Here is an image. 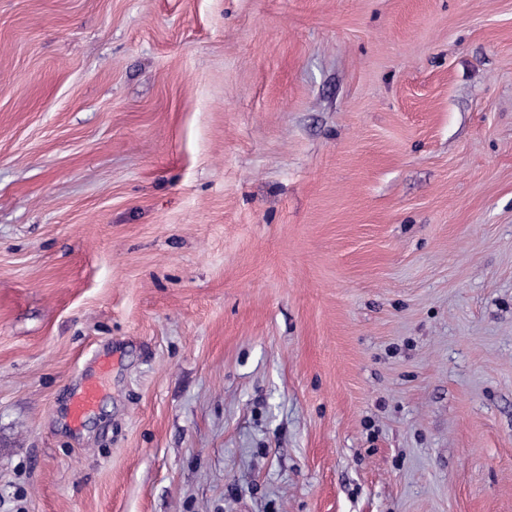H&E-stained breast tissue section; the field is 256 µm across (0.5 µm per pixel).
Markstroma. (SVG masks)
I'll return each instance as SVG.
<instances>
[{
	"label": "stroma",
	"instance_id": "35a3bbf8",
	"mask_svg": "<svg viewBox=\"0 0 512 512\" xmlns=\"http://www.w3.org/2000/svg\"><path fill=\"white\" fill-rule=\"evenodd\" d=\"M0 512H512V0H0ZM98 390L93 384L87 385L74 400L71 417L74 423H78L81 418L94 406L97 399Z\"/></svg>",
	"mask_w": 512,
	"mask_h": 512
}]
</instances>
